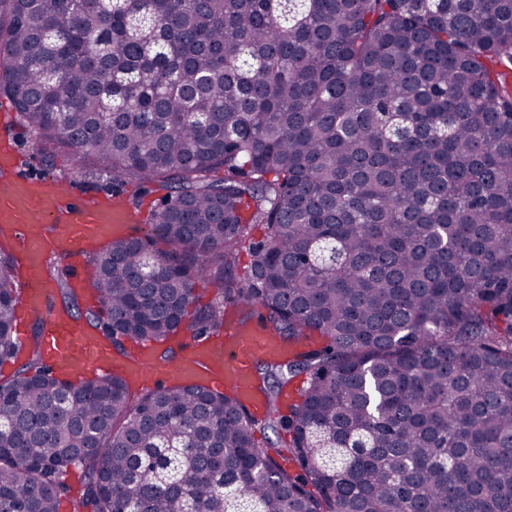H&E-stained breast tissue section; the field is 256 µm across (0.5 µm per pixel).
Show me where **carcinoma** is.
Wrapping results in <instances>:
<instances>
[{"label":"carcinoma","instance_id":"1","mask_svg":"<svg viewBox=\"0 0 512 512\" xmlns=\"http://www.w3.org/2000/svg\"><path fill=\"white\" fill-rule=\"evenodd\" d=\"M511 54L512 0H0V96L50 162L164 191L59 315L159 347L244 303L292 348L260 418L71 380L35 332L0 381V512H59L76 464L71 512H512V97L487 67ZM14 269L0 249V366Z\"/></svg>","mask_w":512,"mask_h":512}]
</instances>
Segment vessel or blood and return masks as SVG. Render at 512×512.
<instances>
[{
    "mask_svg": "<svg viewBox=\"0 0 512 512\" xmlns=\"http://www.w3.org/2000/svg\"><path fill=\"white\" fill-rule=\"evenodd\" d=\"M14 166L13 154L0 150V231L17 241L25 259V289L17 320L22 323L40 318L44 353L51 364L71 376L111 364L118 365L132 381L153 371L168 379L195 376L214 387H234L253 411L263 410L262 401L251 396L253 368L257 362L284 352L277 337L269 332L243 329L229 321L222 339L187 345L172 362H156L153 352L144 346L116 362L104 337L79 322L51 314L52 290L44 276L47 259L57 252L91 249L105 236L121 230L128 216L117 202L86 196L71 183L41 186L17 175Z\"/></svg>",
    "mask_w": 512,
    "mask_h": 512,
    "instance_id": "b4317fda",
    "label": "vessel or blood"
}]
</instances>
